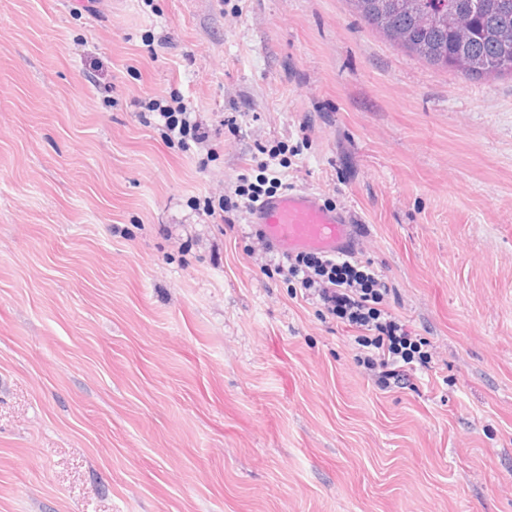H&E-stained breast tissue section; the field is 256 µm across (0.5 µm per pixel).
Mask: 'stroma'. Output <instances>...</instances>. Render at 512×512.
Returning a JSON list of instances; mask_svg holds the SVG:
<instances>
[{
    "label": "stroma",
    "mask_w": 512,
    "mask_h": 512,
    "mask_svg": "<svg viewBox=\"0 0 512 512\" xmlns=\"http://www.w3.org/2000/svg\"><path fill=\"white\" fill-rule=\"evenodd\" d=\"M279 145L429 341L405 387L204 212ZM0 512H512V77L347 0H0ZM172 99L176 106L164 104V100L159 99H149L146 104L150 116H154L163 128L164 138L169 142L177 141L185 150L207 145L211 138L209 125L203 123L197 113L180 99Z\"/></svg>",
    "instance_id": "obj_1"
}]
</instances>
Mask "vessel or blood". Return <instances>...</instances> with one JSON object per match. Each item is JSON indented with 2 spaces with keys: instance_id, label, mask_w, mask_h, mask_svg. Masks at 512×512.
I'll return each mask as SVG.
<instances>
[{
  "instance_id": "obj_1",
  "label": "vessel or blood",
  "mask_w": 512,
  "mask_h": 512,
  "mask_svg": "<svg viewBox=\"0 0 512 512\" xmlns=\"http://www.w3.org/2000/svg\"><path fill=\"white\" fill-rule=\"evenodd\" d=\"M252 221L270 245L287 253L314 250L335 255L355 236L342 212L321 204L308 190L291 189L264 200Z\"/></svg>"
}]
</instances>
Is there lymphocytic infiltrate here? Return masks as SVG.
I'll return each mask as SVG.
<instances>
[{"instance_id":"lymphocytic-infiltrate-1","label":"lymphocytic infiltrate","mask_w":512,"mask_h":512,"mask_svg":"<svg viewBox=\"0 0 512 512\" xmlns=\"http://www.w3.org/2000/svg\"><path fill=\"white\" fill-rule=\"evenodd\" d=\"M146 109L157 119L167 141L187 150L209 143V125L184 103L172 106L152 99ZM267 190L240 177L233 195L219 196L217 204L208 205L206 211L212 216L250 213ZM274 270L299 285L304 298L320 304L332 319L357 331L356 341L363 349L361 362L383 385L402 380L407 366L429 364L425 339L412 335L405 321L387 310L392 289L371 262L352 254L335 257L303 251L283 256Z\"/></svg>"}]
</instances>
